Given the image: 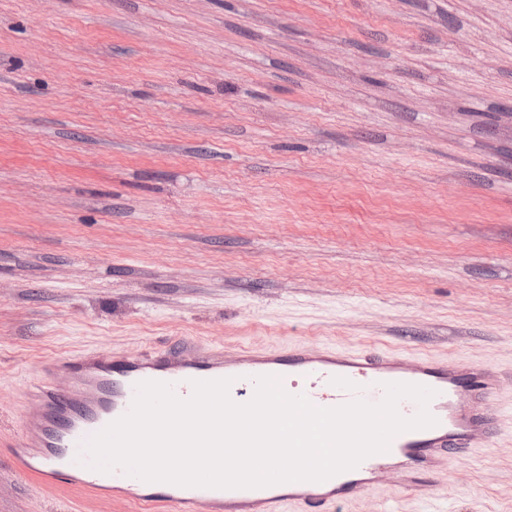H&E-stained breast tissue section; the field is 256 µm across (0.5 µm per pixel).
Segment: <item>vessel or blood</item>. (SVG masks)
<instances>
[{
	"instance_id": "obj_1",
	"label": "vessel or blood",
	"mask_w": 512,
	"mask_h": 512,
	"mask_svg": "<svg viewBox=\"0 0 512 512\" xmlns=\"http://www.w3.org/2000/svg\"><path fill=\"white\" fill-rule=\"evenodd\" d=\"M49 380L36 397L40 413L13 447H30L31 456L15 457L19 473L50 488H75L94 494L111 491L143 512H332L344 494L367 492L391 477L393 464L436 472L454 459L470 458L492 439L512 429L500 403L502 382L491 369L470 363L448 364L428 357L409 358L393 351L366 352L324 346L230 352L193 337H180L141 354L111 349L83 351L43 365ZM275 375L291 381V394H303L316 406L332 408L355 398L371 403L384 386L403 382L435 390L429 410L434 427L400 433L388 452L360 465L367 478L336 483L290 482L262 488L218 489L147 483L116 470L101 473L77 458L85 442L131 407L137 383L172 384L182 398L195 380L232 379L230 395L248 401L252 379Z\"/></svg>"
}]
</instances>
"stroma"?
Returning <instances> with one entry per match:
<instances>
[{"label": "stroma", "instance_id": "1", "mask_svg": "<svg viewBox=\"0 0 512 512\" xmlns=\"http://www.w3.org/2000/svg\"><path fill=\"white\" fill-rule=\"evenodd\" d=\"M192 336L512 394V0H0V512L41 365ZM512 512V437L334 512Z\"/></svg>", "mask_w": 512, "mask_h": 512}]
</instances>
